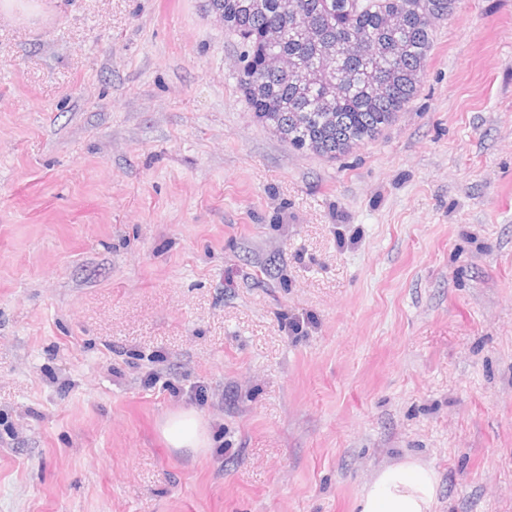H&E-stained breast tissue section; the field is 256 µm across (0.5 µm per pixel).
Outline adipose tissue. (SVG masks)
Wrapping results in <instances>:
<instances>
[{"label":"adipose tissue","instance_id":"adipose-tissue-1","mask_svg":"<svg viewBox=\"0 0 512 512\" xmlns=\"http://www.w3.org/2000/svg\"><path fill=\"white\" fill-rule=\"evenodd\" d=\"M168 446L194 450L209 447L205 424L195 410L170 413L160 425ZM437 494V477L432 468L416 459L383 468L366 487L358 512H431Z\"/></svg>","mask_w":512,"mask_h":512}]
</instances>
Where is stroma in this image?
I'll return each instance as SVG.
<instances>
[{
    "label": "stroma",
    "mask_w": 512,
    "mask_h": 512,
    "mask_svg": "<svg viewBox=\"0 0 512 512\" xmlns=\"http://www.w3.org/2000/svg\"><path fill=\"white\" fill-rule=\"evenodd\" d=\"M203 4L0 0V512H357L409 457L512 512V0L333 161ZM160 431L169 448H209L210 439L202 418L193 409L170 413L160 425Z\"/></svg>",
    "instance_id": "35a3bbf8"
}]
</instances>
